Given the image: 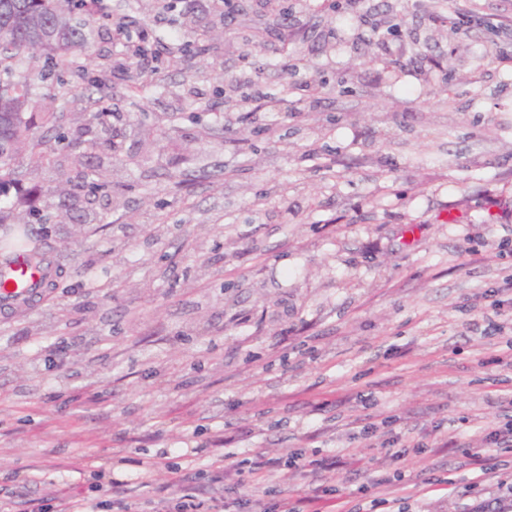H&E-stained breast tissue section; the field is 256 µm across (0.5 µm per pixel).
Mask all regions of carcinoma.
I'll return each mask as SVG.
<instances>
[{
    "instance_id": "1",
    "label": "carcinoma",
    "mask_w": 512,
    "mask_h": 512,
    "mask_svg": "<svg viewBox=\"0 0 512 512\" xmlns=\"http://www.w3.org/2000/svg\"><path fill=\"white\" fill-rule=\"evenodd\" d=\"M84 0H0V184L16 179V156L30 148L36 162L47 160L43 142L30 138L33 117L27 115L31 85L19 67L29 55L45 56L47 77L64 84L77 55L96 53L99 21ZM20 248L36 264L44 262L43 244L27 233L5 243L4 253Z\"/></svg>"
}]
</instances>
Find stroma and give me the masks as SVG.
Masks as SVG:
<instances>
[{
  "label": "stroma",
  "mask_w": 512,
  "mask_h": 512,
  "mask_svg": "<svg viewBox=\"0 0 512 512\" xmlns=\"http://www.w3.org/2000/svg\"><path fill=\"white\" fill-rule=\"evenodd\" d=\"M393 55L334 0H291L287 42L227 20L209 53L180 16L110 0L163 41L131 75L102 27L55 87L52 155L18 160L9 220L34 207L55 287L0 310V512L109 504L107 462L139 512L223 465L280 462L266 499L333 491L353 512H512V0H360ZM310 84L256 111L229 81ZM119 110L90 121L94 81ZM74 185L71 224L57 188ZM416 440L424 453L387 451ZM336 456L335 470L290 468ZM387 483H380V476Z\"/></svg>",
  "instance_id": "stroma-1"
}]
</instances>
